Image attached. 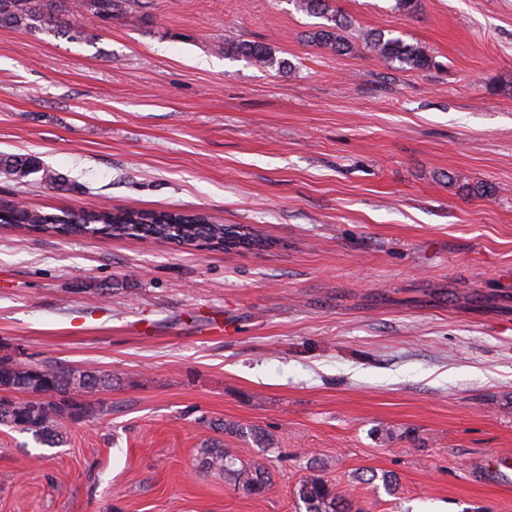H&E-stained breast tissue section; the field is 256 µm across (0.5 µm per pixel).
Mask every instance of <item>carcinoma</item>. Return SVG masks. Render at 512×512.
<instances>
[{"label": "carcinoma", "mask_w": 512, "mask_h": 512, "mask_svg": "<svg viewBox=\"0 0 512 512\" xmlns=\"http://www.w3.org/2000/svg\"><path fill=\"white\" fill-rule=\"evenodd\" d=\"M130 0H91L86 8L106 17L126 11ZM297 9L325 19L312 33V41L340 55L357 52L359 44L391 67L427 71L437 67L435 58L424 47L400 38L388 37L382 31L367 32L362 42L347 35L350 22L331 5V0H294ZM62 0H0V25L29 33L63 32L71 37L83 34V27L62 18ZM224 54L245 57L263 67L285 68L266 46L255 42H227ZM51 184L60 178L47 170L30 154H1L0 172L19 180L35 172ZM0 224H17L33 232H55L68 225L69 235L101 237L153 238L180 245L197 247L209 242L232 241L238 246L263 243L260 235L246 226L218 224L203 213L175 211H104L97 209H61L47 213L31 209L18 210L0 205ZM112 386V378L93 369H71L49 363H4L0 361V391L50 394L54 401H16L0 397V427L30 432L49 446L63 439L61 420H86L98 414L96 407L76 399L81 393L99 392ZM200 466L207 471L224 474L248 494L260 495L270 484L268 468L259 462L245 463L234 449L213 440L200 450ZM299 512H353L354 498L340 493L316 475L303 479L295 490Z\"/></svg>", "instance_id": "1"}]
</instances>
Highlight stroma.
I'll list each match as a JSON object with an SVG mask.
<instances>
[{
    "label": "stroma",
    "instance_id": "stroma-1",
    "mask_svg": "<svg viewBox=\"0 0 512 512\" xmlns=\"http://www.w3.org/2000/svg\"><path fill=\"white\" fill-rule=\"evenodd\" d=\"M333 4L351 39L438 68L312 43L292 0H64L84 39L0 27V153L63 181L0 173V204L200 211L271 241L0 226V359L112 377L58 447L0 428V512H296L313 474L363 512H512V486L471 476L512 457V0ZM213 438L269 488L201 469ZM364 47L391 67L427 71L438 66L424 47L406 43L400 38L386 37L384 32H367L362 36ZM224 54L245 57L263 67L286 68L287 62L278 59L266 46L255 42H227L224 44ZM43 172V179L50 184L61 182L60 178L48 171L43 163L34 155L30 154H1L0 172L21 180L31 173Z\"/></svg>",
    "mask_w": 512,
    "mask_h": 512
}]
</instances>
